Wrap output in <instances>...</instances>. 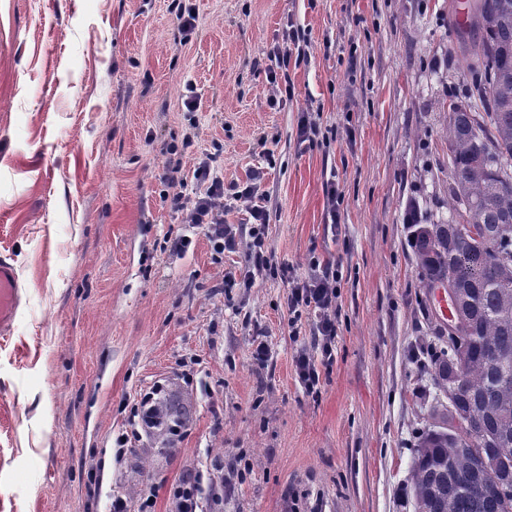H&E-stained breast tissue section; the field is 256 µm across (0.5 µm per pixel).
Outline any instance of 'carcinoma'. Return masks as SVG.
Here are the masks:
<instances>
[{
	"label": "carcinoma",
	"instance_id": "obj_1",
	"mask_svg": "<svg viewBox=\"0 0 512 512\" xmlns=\"http://www.w3.org/2000/svg\"><path fill=\"white\" fill-rule=\"evenodd\" d=\"M469 101L448 105L449 216L412 225L411 247L423 287L451 282L461 295L453 312L470 317L460 330L465 354L453 410L433 407L411 473L415 512H512V495L480 489L479 450L448 437V419L484 430L490 450L512 463V0H471L466 24ZM477 221L480 239L458 225ZM498 359L489 358L490 351ZM446 346L431 352L438 388L448 380Z\"/></svg>",
	"mask_w": 512,
	"mask_h": 512
}]
</instances>
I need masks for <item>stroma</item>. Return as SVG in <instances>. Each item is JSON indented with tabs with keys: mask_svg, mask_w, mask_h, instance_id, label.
I'll list each match as a JSON object with an SVG mask.
<instances>
[{
	"mask_svg": "<svg viewBox=\"0 0 512 512\" xmlns=\"http://www.w3.org/2000/svg\"><path fill=\"white\" fill-rule=\"evenodd\" d=\"M192 2L185 43L173 0H0V258L22 287L0 338V512H104L107 492L134 503L148 487L171 512L191 468L223 473L219 512H414L419 436L444 394L404 216H448V105L470 87L448 27L461 0ZM290 20L309 44L286 95L266 72ZM214 151L225 184L257 174L268 193L277 268L247 284L224 281L246 265L245 212L226 214L238 246L219 257L160 197L167 167L191 176ZM315 257L338 261L340 288L334 359L310 392L295 358L314 339L291 335L286 302ZM157 382L188 428L115 465L127 403Z\"/></svg>",
	"mask_w": 512,
	"mask_h": 512,
	"instance_id": "obj_1",
	"label": "stroma"
}]
</instances>
